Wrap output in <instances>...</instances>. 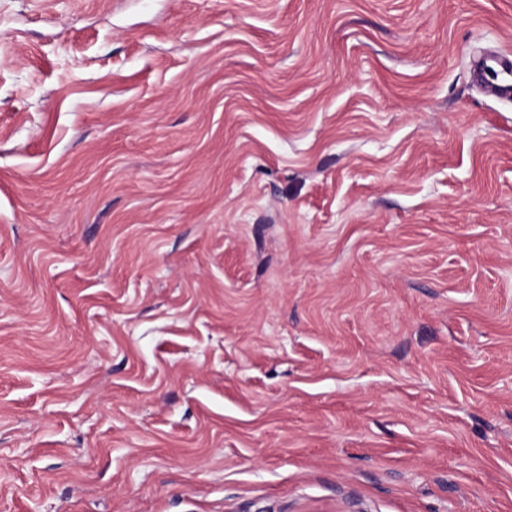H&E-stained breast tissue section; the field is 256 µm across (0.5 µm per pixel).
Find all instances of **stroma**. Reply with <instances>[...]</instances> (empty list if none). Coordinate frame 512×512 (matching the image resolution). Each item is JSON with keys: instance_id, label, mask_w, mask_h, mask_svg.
Listing matches in <instances>:
<instances>
[{"instance_id": "1", "label": "stroma", "mask_w": 512, "mask_h": 512, "mask_svg": "<svg viewBox=\"0 0 512 512\" xmlns=\"http://www.w3.org/2000/svg\"><path fill=\"white\" fill-rule=\"evenodd\" d=\"M512 0H0V512H512ZM478 74L482 78L489 79L499 94L512 96V62L510 58L501 56L486 58L480 64Z\"/></svg>"}]
</instances>
